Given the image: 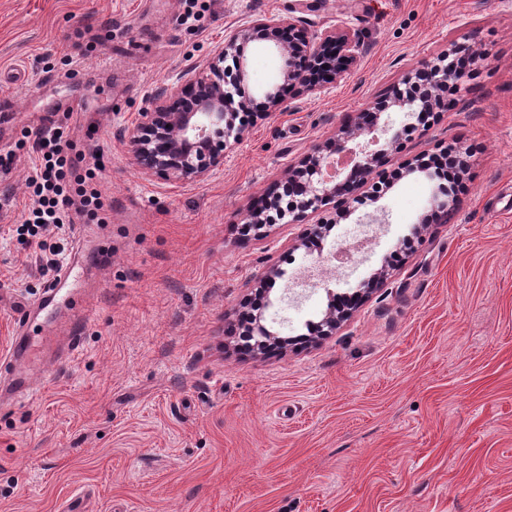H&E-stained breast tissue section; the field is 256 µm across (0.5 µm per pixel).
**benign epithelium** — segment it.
I'll list each match as a JSON object with an SVG mask.
<instances>
[{
    "instance_id": "benign-epithelium-1",
    "label": "benign epithelium",
    "mask_w": 512,
    "mask_h": 512,
    "mask_svg": "<svg viewBox=\"0 0 512 512\" xmlns=\"http://www.w3.org/2000/svg\"><path fill=\"white\" fill-rule=\"evenodd\" d=\"M297 19L292 16H268L250 21L224 34V41L204 64L190 73L185 85L160 94L151 107L137 113L130 128L129 151L140 172L149 177L175 182H194L208 178L224 167L226 150L240 144L248 131L239 119L247 101L237 98V89L249 82V63L245 47L253 42L276 52L281 60L279 81L261 90L268 110L285 109L286 94L300 86L311 94L322 93L330 80L342 76L356 63L360 47L356 35L329 29L310 37L295 35ZM453 51L428 61L416 75L425 78L422 92L394 90L380 104L367 110L368 120L354 130H346L325 145L314 146L302 164L288 169L286 190L297 193L288 208L281 206V195L270 194L260 206L244 216V222L267 236L272 219L270 210L287 218L289 224H301L317 212L332 210V217L314 225L312 233L322 235L347 218L340 198L367 175L374 160L413 122L396 125L391 113L415 118L417 113L433 115L448 109L442 91L456 78ZM431 206L442 221L457 208L448 199V188L438 187ZM246 335L263 349L272 343L288 344L267 327L263 312L248 324Z\"/></svg>"
}]
</instances>
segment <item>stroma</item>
<instances>
[{
	"instance_id": "1",
	"label": "stroma",
	"mask_w": 512,
	"mask_h": 512,
	"mask_svg": "<svg viewBox=\"0 0 512 512\" xmlns=\"http://www.w3.org/2000/svg\"><path fill=\"white\" fill-rule=\"evenodd\" d=\"M0 0V357L39 302V256L16 227L31 204L33 132L99 149L106 221L75 306L95 316L61 378L0 401V512H512V0ZM293 15L358 34L352 70L256 119L200 182L142 177L129 128L203 63L225 30ZM477 62L453 106L381 158L376 182L453 143L468 150L458 209L436 220L433 182L408 176L310 243L305 224L243 236L242 217L290 165L451 46ZM258 97L279 57L246 47ZM82 101L80 114L68 105ZM383 223L353 262L330 255ZM266 324L287 350L237 351L233 329L269 266ZM336 333L307 338L331 295L378 271Z\"/></svg>"
}]
</instances>
